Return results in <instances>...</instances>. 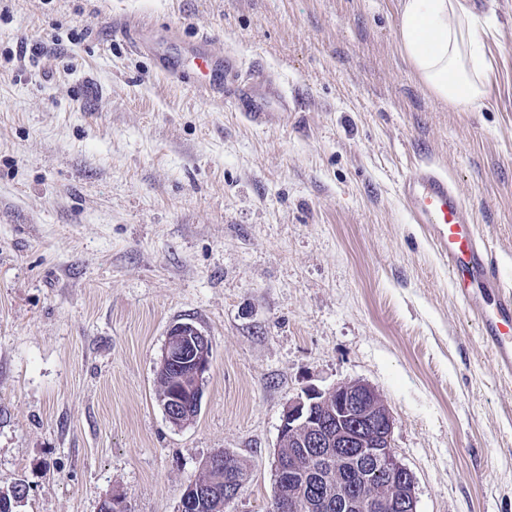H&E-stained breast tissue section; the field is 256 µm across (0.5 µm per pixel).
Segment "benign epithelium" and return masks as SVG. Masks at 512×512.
Listing matches in <instances>:
<instances>
[{"label": "benign epithelium", "mask_w": 512, "mask_h": 512, "mask_svg": "<svg viewBox=\"0 0 512 512\" xmlns=\"http://www.w3.org/2000/svg\"><path fill=\"white\" fill-rule=\"evenodd\" d=\"M181 350L187 367L184 385L198 402L212 363L207 336L189 323L173 327L163 356ZM394 418L380 394L363 381L344 382L327 392L310 389L289 402L279 428V446L302 448L332 468L352 458L364 468L392 478L388 491L367 498L336 490V507L356 512H417L415 477L400 461L393 446ZM283 493L279 506L286 509L296 495L288 491V461L279 463Z\"/></svg>", "instance_id": "obj_1"}]
</instances>
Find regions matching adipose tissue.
<instances>
[{
	"label": "adipose tissue",
	"mask_w": 512,
	"mask_h": 512,
	"mask_svg": "<svg viewBox=\"0 0 512 512\" xmlns=\"http://www.w3.org/2000/svg\"><path fill=\"white\" fill-rule=\"evenodd\" d=\"M396 39L412 72L441 102L481 110L488 94L485 33L466 0H400Z\"/></svg>",
	"instance_id": "obj_1"
}]
</instances>
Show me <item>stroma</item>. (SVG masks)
Instances as JSON below:
<instances>
[{
    "instance_id": "35a3bbf8",
    "label": "stroma",
    "mask_w": 512,
    "mask_h": 512,
    "mask_svg": "<svg viewBox=\"0 0 512 512\" xmlns=\"http://www.w3.org/2000/svg\"><path fill=\"white\" fill-rule=\"evenodd\" d=\"M399 0H0V490L19 512H177L214 452L269 512L288 403L363 381L394 417L417 512H512V381L491 361L403 178L446 174L512 287V0H485L489 93L442 104L399 54ZM258 64L233 94L130 47ZM181 40H172V33ZM212 364L199 413L165 414L170 328ZM131 47L135 51H148L153 52L154 55L157 58L156 65L158 69L163 72L164 74L168 75L172 78H183L187 75L185 69L181 68L180 66H173L170 65L167 61V59L163 55H159L154 51V48L152 45H150L148 42H146L143 38H133L131 41ZM192 63L201 79L197 80L194 87L213 97H224V62L230 71L232 79L237 83L241 95L248 99V94L262 91L265 94H277L282 99V106L288 107V102L275 87L270 75L263 68L253 66L244 74L239 70L235 61L223 56V61L218 59L210 50L207 39L200 38L196 41L191 53Z\"/></svg>"
}]
</instances>
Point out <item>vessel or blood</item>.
I'll use <instances>...</instances> for the list:
<instances>
[{
  "label": "vessel or blood",
  "instance_id": "obj_1",
  "mask_svg": "<svg viewBox=\"0 0 512 512\" xmlns=\"http://www.w3.org/2000/svg\"><path fill=\"white\" fill-rule=\"evenodd\" d=\"M200 78L195 87L223 97L224 78L232 76L241 95L261 91L272 95L276 87L263 68L240 71L235 61H222L207 39H198L191 53ZM404 205L413 223L426 225L448 260V274L463 306L478 322L480 334L502 378L512 379V289L506 288L489 256V246L475 231L469 208L447 176L423 165L401 183Z\"/></svg>",
  "mask_w": 512,
  "mask_h": 512
}]
</instances>
